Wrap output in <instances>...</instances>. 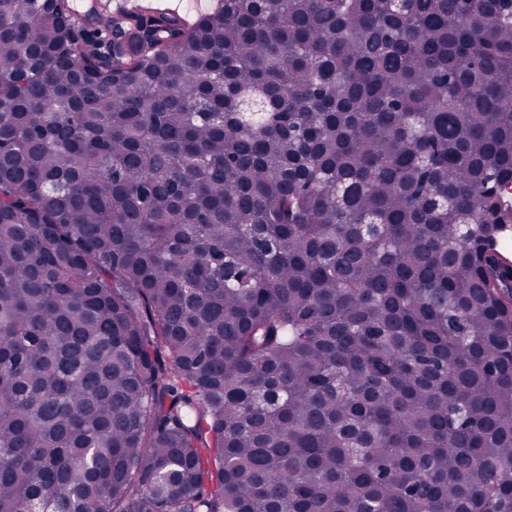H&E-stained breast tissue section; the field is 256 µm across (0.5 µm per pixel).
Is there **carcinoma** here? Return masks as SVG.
<instances>
[{"label": "carcinoma", "instance_id": "obj_1", "mask_svg": "<svg viewBox=\"0 0 512 512\" xmlns=\"http://www.w3.org/2000/svg\"><path fill=\"white\" fill-rule=\"evenodd\" d=\"M0 33V512H512V0Z\"/></svg>", "mask_w": 512, "mask_h": 512}]
</instances>
